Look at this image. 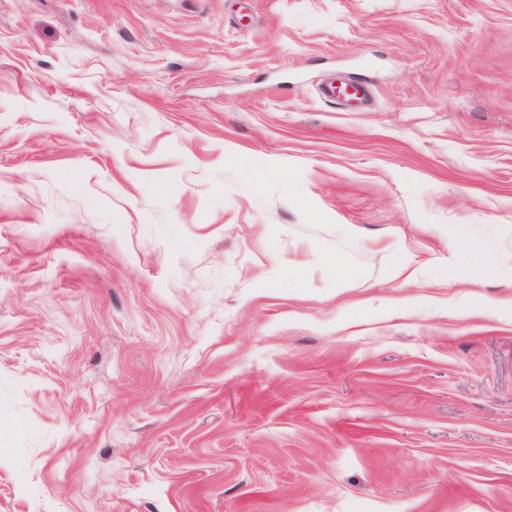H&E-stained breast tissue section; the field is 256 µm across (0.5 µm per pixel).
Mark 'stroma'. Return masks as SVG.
Returning a JSON list of instances; mask_svg holds the SVG:
<instances>
[{
  "label": "stroma",
  "mask_w": 512,
  "mask_h": 512,
  "mask_svg": "<svg viewBox=\"0 0 512 512\" xmlns=\"http://www.w3.org/2000/svg\"><path fill=\"white\" fill-rule=\"evenodd\" d=\"M0 512H512V0H0Z\"/></svg>",
  "instance_id": "1"
}]
</instances>
